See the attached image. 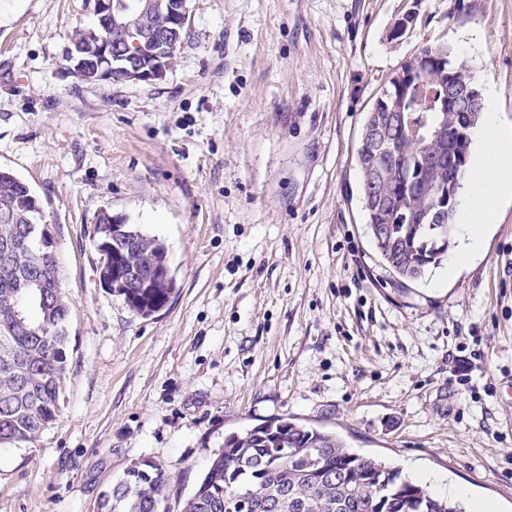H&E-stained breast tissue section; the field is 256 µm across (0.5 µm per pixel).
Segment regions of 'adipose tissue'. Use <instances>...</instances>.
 Listing matches in <instances>:
<instances>
[{
    "label": "adipose tissue",
    "instance_id": "adipose-tissue-1",
    "mask_svg": "<svg viewBox=\"0 0 512 512\" xmlns=\"http://www.w3.org/2000/svg\"><path fill=\"white\" fill-rule=\"evenodd\" d=\"M477 139L480 150L462 224V249L448 264L452 273L481 251L501 198L512 195V126L502 124L496 113H487Z\"/></svg>",
    "mask_w": 512,
    "mask_h": 512
}]
</instances>
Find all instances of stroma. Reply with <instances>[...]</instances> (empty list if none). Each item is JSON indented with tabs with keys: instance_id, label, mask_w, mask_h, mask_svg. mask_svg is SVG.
I'll return each instance as SVG.
<instances>
[{
	"instance_id": "stroma-1",
	"label": "stroma",
	"mask_w": 512,
	"mask_h": 512,
	"mask_svg": "<svg viewBox=\"0 0 512 512\" xmlns=\"http://www.w3.org/2000/svg\"><path fill=\"white\" fill-rule=\"evenodd\" d=\"M0 168L39 197L72 305L55 423L0 451V512H97L134 462L181 512L233 432L294 418L512 512V199L480 255L396 284L354 161L390 74L425 42L512 121V0H191L175 68L87 83L65 50L94 0H0ZM416 11L412 28L389 40ZM164 242L149 317L99 280L101 211Z\"/></svg>"
}]
</instances>
